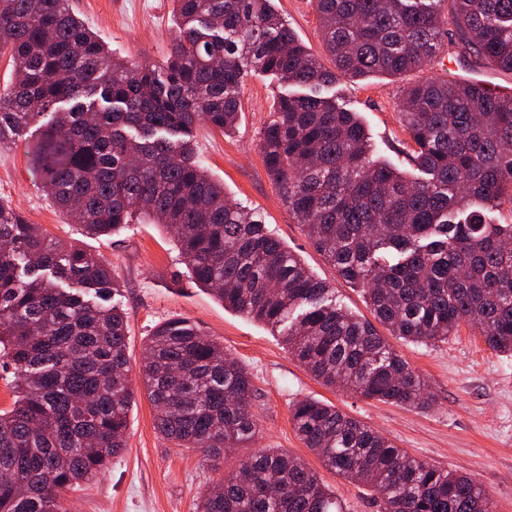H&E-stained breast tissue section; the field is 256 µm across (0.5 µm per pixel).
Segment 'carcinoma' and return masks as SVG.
<instances>
[{
	"label": "carcinoma",
	"instance_id": "cac0c4a2",
	"mask_svg": "<svg viewBox=\"0 0 512 512\" xmlns=\"http://www.w3.org/2000/svg\"><path fill=\"white\" fill-rule=\"evenodd\" d=\"M177 32L160 69L106 49L69 0H0V148L36 128L46 198L95 236L158 220L182 263L224 306L263 322L327 387L427 409L422 378L375 327L263 224L226 199L197 159L204 123L226 134L257 71L283 94L260 132L264 167L309 239L374 318L412 343L478 326L512 353V96L479 81L429 78L403 93L412 171L374 159L358 113L325 97L336 81L283 23L274 0H172ZM340 72L391 76L461 49L473 70L512 72V0H314ZM48 115L45 124L39 118ZM112 266L48 237L0 201V352L20 399L0 414V512H66L67 492L126 447L134 388L125 316L108 304ZM157 431L217 465L257 433L249 373L185 318L154 327L141 367ZM294 429L324 466L375 492L381 512H492L473 478L418 460L335 406L303 399ZM197 512H343L298 456L249 454Z\"/></svg>",
	"mask_w": 512,
	"mask_h": 512
}]
</instances>
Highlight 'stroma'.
I'll return each instance as SVG.
<instances>
[{"label":"stroma","instance_id":"stroma-1","mask_svg":"<svg viewBox=\"0 0 512 512\" xmlns=\"http://www.w3.org/2000/svg\"><path fill=\"white\" fill-rule=\"evenodd\" d=\"M275 4L298 40L325 68H332L312 0ZM71 6L116 56L153 66L166 60L176 31L172 0H71ZM429 77H476L512 87V74L472 73L452 50L443 62L398 78L341 75L325 92L361 116L378 158L405 170L406 135L397 117L402 92ZM281 93L273 75H249L237 130L228 136L199 125L196 153L228 196L259 211L288 250L333 288L338 302L369 317L360 289L345 282L313 247L262 164L259 132ZM34 147V139L26 134L0 149V200L50 237L75 242L111 264L118 285L112 301L127 319L126 353L135 389L124 450L101 479L68 494V512H197L203 490L239 467L243 452L224 451L213 467L203 463L198 452L163 439L155 428V411L142 386L141 357L152 327L172 318L196 323L250 372L255 388L252 413L258 426L252 450L279 448L303 458L345 512H379L380 507L372 491L328 470L304 447L290 415L298 400L332 404L411 456L471 476L489 496L492 512H512V355L490 349L477 326L461 325L448 340L429 345L387 336L390 347L425 381L434 398L431 408L398 406L327 388L288 353L270 326L225 308L189 278L175 242L162 226L139 222L108 237L83 235L44 196L35 172Z\"/></svg>","mask_w":512,"mask_h":512}]
</instances>
